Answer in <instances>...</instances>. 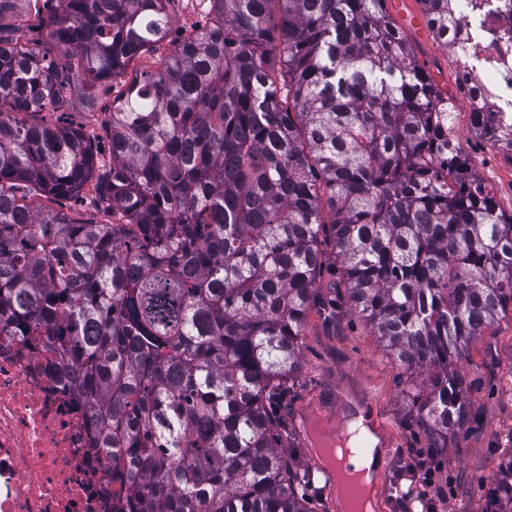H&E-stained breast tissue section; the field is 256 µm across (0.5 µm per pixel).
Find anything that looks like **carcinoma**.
I'll return each instance as SVG.
<instances>
[{"mask_svg":"<svg viewBox=\"0 0 512 512\" xmlns=\"http://www.w3.org/2000/svg\"><path fill=\"white\" fill-rule=\"evenodd\" d=\"M18 2L55 52L0 23V333L47 336L112 456V512H314L280 414L312 309L429 374L416 421L448 447L455 365L512 304V215L387 0H209L181 40L176 0ZM419 3L440 37L448 0ZM145 56L104 109L98 173L73 97ZM472 122L497 140L492 113ZM89 183L104 220L55 208ZM494 483L512 512V449Z\"/></svg>","mask_w":512,"mask_h":512,"instance_id":"1","label":"carcinoma"}]
</instances>
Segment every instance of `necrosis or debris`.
I'll list each match as a JSON object with an SVG mask.
<instances>
[{"instance_id":"1","label":"necrosis or debris","mask_w":512,"mask_h":512,"mask_svg":"<svg viewBox=\"0 0 512 512\" xmlns=\"http://www.w3.org/2000/svg\"><path fill=\"white\" fill-rule=\"evenodd\" d=\"M448 31L473 112L512 124V0H450ZM44 344L0 335V512H109L112 462L89 442L91 413L70 394Z\"/></svg>"}]
</instances>
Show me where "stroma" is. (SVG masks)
<instances>
[{
	"instance_id": "35a3bbf8",
	"label": "stroma",
	"mask_w": 512,
	"mask_h": 512,
	"mask_svg": "<svg viewBox=\"0 0 512 512\" xmlns=\"http://www.w3.org/2000/svg\"><path fill=\"white\" fill-rule=\"evenodd\" d=\"M403 33L418 63L453 95L451 135L459 152L475 175L493 188L502 213L511 214L512 153L472 132L471 114L449 46L424 30L407 27ZM302 352V369L286 408L289 423H296L299 411L312 405H323L335 420L341 406L371 404L392 439L388 486L382 492L384 512H401L390 483L404 473L413 449L426 450L432 445L415 423L413 401L414 394L426 389L427 373L406 374L370 328L352 315L326 325L316 314H308ZM458 370L467 386L469 419L437 456L442 477L450 482L443 510L492 512L491 480L504 437L512 429V393L507 390V379L512 376V305L481 336L469 341Z\"/></svg>"
}]
</instances>
